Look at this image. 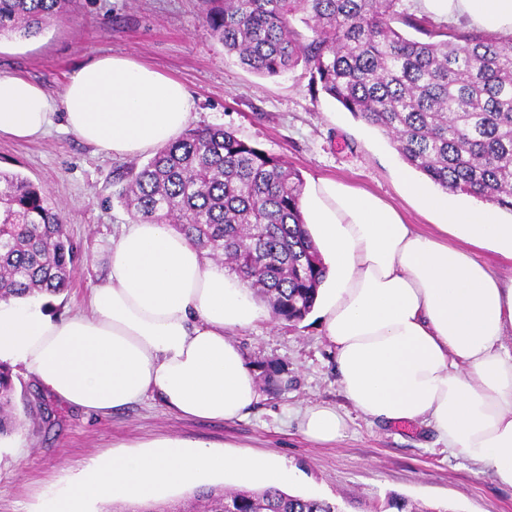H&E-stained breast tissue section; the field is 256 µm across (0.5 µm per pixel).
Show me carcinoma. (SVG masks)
Listing matches in <instances>:
<instances>
[{
	"label": "carcinoma",
	"instance_id": "1",
	"mask_svg": "<svg viewBox=\"0 0 512 512\" xmlns=\"http://www.w3.org/2000/svg\"><path fill=\"white\" fill-rule=\"evenodd\" d=\"M224 52L262 76L302 64L354 118L387 135L402 160L446 192L512 211V36L435 26L402 0H205ZM73 0H0V37L41 34ZM312 32L302 35L293 21ZM401 23L424 35L416 39ZM131 222L168 224L224 261L276 320L314 309L325 265L302 212L303 180L280 157L222 127L187 130L119 177ZM78 260L49 191L0 171V298L55 295ZM0 368V436L32 406ZM343 512L326 498L201 486L165 512ZM419 512L389 495L376 512Z\"/></svg>",
	"mask_w": 512,
	"mask_h": 512
}]
</instances>
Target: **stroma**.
<instances>
[{
    "mask_svg": "<svg viewBox=\"0 0 512 512\" xmlns=\"http://www.w3.org/2000/svg\"><path fill=\"white\" fill-rule=\"evenodd\" d=\"M102 54L147 63L181 82L195 103L194 126L233 131L281 157L303 180L335 178L369 191L421 232H432L431 218L403 194L404 162L390 140L328 95L311 93L304 67L264 77L225 55L203 0H79L41 35L0 39V76L25 77L56 99L79 64ZM147 160L97 152L58 124L37 140L0 138V169L49 190L80 251L70 288L47 299L51 315L84 307L90 288L104 280L107 252L130 221L115 196L116 180ZM234 339L251 366L284 369L278 387H260L257 403L235 421L180 418L153 399L108 415L85 412L18 375L50 417L25 418L23 447L0 453V512H35L42 497L68 486L98 457L164 437L277 457L295 475L289 492L338 501L345 512H374L391 492L425 512H512V489L436 445L431 429L379 425L346 400L316 315L298 323L258 321ZM309 405L336 408L347 423L344 436L332 443L307 439L297 414Z\"/></svg>",
    "mask_w": 512,
    "mask_h": 512,
    "instance_id": "stroma-1",
    "label": "stroma"
}]
</instances>
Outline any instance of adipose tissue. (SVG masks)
I'll use <instances>...</instances> for the list:
<instances>
[{"label":"adipose tissue","instance_id":"obj_1","mask_svg":"<svg viewBox=\"0 0 512 512\" xmlns=\"http://www.w3.org/2000/svg\"><path fill=\"white\" fill-rule=\"evenodd\" d=\"M420 2L441 19L512 32V0ZM193 108L180 82L117 55L82 64L57 101L24 77H0V137H39L58 116L115 158L174 141ZM400 183L433 216V232L335 179L311 180L300 199L326 266L317 306L341 388L373 420L430 428L437 443L512 489V276L476 256L490 249L512 263V224L489 204H451L409 173ZM107 264L84 311L51 315L38 295L0 299V363L98 414L150 397L183 418L246 415L259 384L231 333L269 314L241 279L166 224L123 225ZM300 427L310 440L333 442L346 422L334 408L310 406ZM226 475L273 486L293 478L274 457L167 438L99 457L37 512L153 501Z\"/></svg>","mask_w":512,"mask_h":512}]
</instances>
